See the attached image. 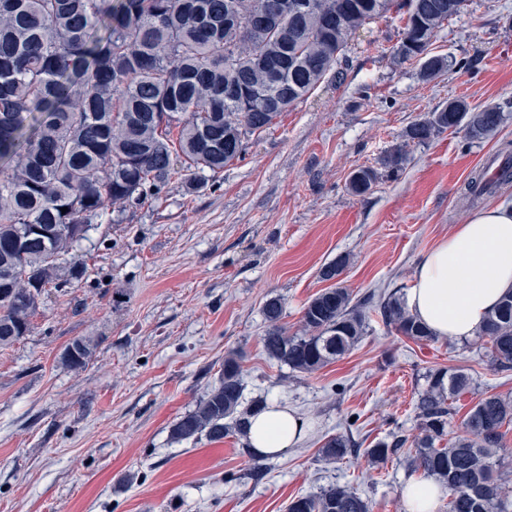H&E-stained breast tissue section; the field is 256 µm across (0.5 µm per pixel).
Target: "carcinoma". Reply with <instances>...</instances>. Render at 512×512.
<instances>
[{"mask_svg":"<svg viewBox=\"0 0 512 512\" xmlns=\"http://www.w3.org/2000/svg\"><path fill=\"white\" fill-rule=\"evenodd\" d=\"M264 0H0V348L31 328L42 296L77 280L84 266L73 254L107 214L106 205L158 195L174 176L187 192L198 174L213 173L243 157L248 136L265 131L289 106L328 75L343 79L349 41L365 25L395 8L407 22L394 58L422 61L431 80L454 67L429 55L436 31L459 15L466 0H311L301 14L275 25L248 27L236 13L258 10ZM508 120L497 105L473 109L451 99L404 131L403 144L382 160L401 170L406 147L446 131L482 141ZM177 137H172V131ZM377 170L351 172L348 190L370 192ZM490 189L485 172L471 178V201ZM67 208L61 212V208ZM347 258L322 267L320 278H338ZM371 299L352 302L340 286L305 305L302 335L281 324L284 305L263 306L262 337L269 359L313 374L362 340ZM385 327L416 342L435 339L391 294L375 306ZM476 338L489 344L492 366L512 370V291L486 317ZM93 341L77 339L62 357L81 368ZM241 359L224 356L218 383L172 425L176 442L220 441L247 445L250 418L267 407L245 401ZM472 379L456 368L428 371L416 400L419 434L391 433L365 449L370 466L410 445L409 466L448 490V512H512L508 480L493 457L503 448L500 428L512 422V397H480L463 420V434L448 440L449 403ZM357 451L347 434L329 437L322 457L338 463ZM287 512H370L347 486L293 498Z\"/></svg>","mask_w":512,"mask_h":512,"instance_id":"cac0c4a2","label":"carcinoma"}]
</instances>
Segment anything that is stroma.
Returning a JSON list of instances; mask_svg holds the SVG:
<instances>
[{
	"label": "stroma",
	"instance_id": "stroma-1",
	"mask_svg": "<svg viewBox=\"0 0 512 512\" xmlns=\"http://www.w3.org/2000/svg\"><path fill=\"white\" fill-rule=\"evenodd\" d=\"M402 31L393 12L360 29L343 81L325 78L250 137L243 158L204 172L201 190L176 180L142 203L108 207L75 250L83 278L45 295L30 332L0 349V512H287L292 498L334 484L354 488L371 512H407L406 457L330 463L319 454L327 438L349 432L365 449L391 432L415 435L417 391L435 368L473 377L453 401L449 436L482 394L512 396V371L491 367L482 347L416 342L375 314L350 354L311 375L263 351L267 298H281L283 325L300 333L304 306L329 286L321 267L341 256L338 282L353 299L406 296L425 254L457 224L512 200V182L480 203L465 194L491 157L512 151V118L483 141L448 131L406 145L398 173L380 166L410 123L448 100L512 115V0H468L445 22L431 49L464 67L429 81L419 62L394 59ZM361 166L380 175L356 196L347 182ZM84 336L97 341L91 359L66 367L65 349ZM231 351L246 400L277 402L308 424L258 480L235 438H170Z\"/></svg>",
	"mask_w": 512,
	"mask_h": 512
}]
</instances>
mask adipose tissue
Returning a JSON list of instances; mask_svg holds the SVG:
<instances>
[{
	"instance_id": "adipose-tissue-1",
	"label": "adipose tissue",
	"mask_w": 512,
	"mask_h": 512,
	"mask_svg": "<svg viewBox=\"0 0 512 512\" xmlns=\"http://www.w3.org/2000/svg\"><path fill=\"white\" fill-rule=\"evenodd\" d=\"M512 290V202L484 207L439 242L420 263L407 295L412 314L440 338L475 335L503 294ZM306 422L277 405L257 414L254 453L282 457L302 440Z\"/></svg>"
}]
</instances>
